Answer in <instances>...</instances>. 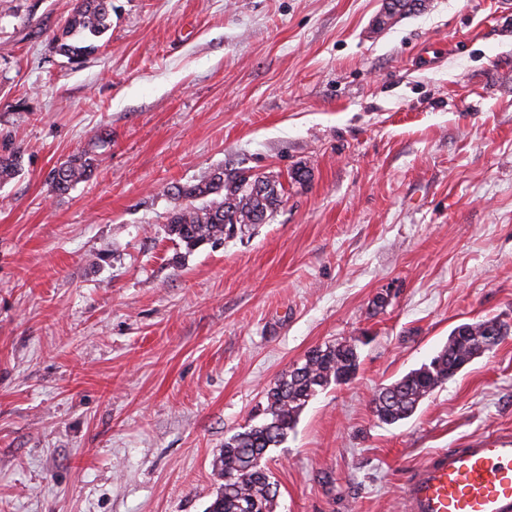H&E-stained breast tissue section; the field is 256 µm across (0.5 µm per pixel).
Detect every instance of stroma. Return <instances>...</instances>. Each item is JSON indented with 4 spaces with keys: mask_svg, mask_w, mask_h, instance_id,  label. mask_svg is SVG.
I'll return each mask as SVG.
<instances>
[{
    "mask_svg": "<svg viewBox=\"0 0 512 512\" xmlns=\"http://www.w3.org/2000/svg\"><path fill=\"white\" fill-rule=\"evenodd\" d=\"M72 0H0V512H206L214 457L309 350L359 370L264 463L277 512H404L440 448L512 435V335L406 420L377 391L459 324L512 326V7L112 0L82 63ZM93 177L47 178L101 129ZM279 177L266 223L182 254L171 184ZM303 178H296V171ZM24 154L10 143L3 142L0 150V182L15 176L23 167Z\"/></svg>",
    "mask_w": 512,
    "mask_h": 512,
    "instance_id": "35a3bbf8",
    "label": "stroma"
}]
</instances>
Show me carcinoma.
Returning a JSON list of instances; mask_svg holds the SVG:
<instances>
[{
    "instance_id": "cac0c4a2",
    "label": "carcinoma",
    "mask_w": 512,
    "mask_h": 512,
    "mask_svg": "<svg viewBox=\"0 0 512 512\" xmlns=\"http://www.w3.org/2000/svg\"><path fill=\"white\" fill-rule=\"evenodd\" d=\"M416 2L387 0L384 23L414 12ZM111 12L112 0H76L57 38L59 52L79 61L95 51V42L109 27ZM99 157L94 148L72 154L50 171V191L61 196L90 178ZM23 160L19 148L7 142L1 144L0 182L21 171ZM240 180V172L226 173L218 168L195 183L169 187L167 193L180 201L167 218L166 233L170 239L190 253L205 244H221L245 226L265 223L282 202V183L266 176L264 189L256 191L251 186H242ZM487 324L496 325L502 339L512 333V328L494 318L467 323L464 333L455 328L448 344L430 363L408 372L376 394V417L388 425L409 418L424 398L482 354L483 326ZM358 369L355 346L339 341L310 350L302 364L281 375L266 392L260 422L224 440V448L214 457L213 468L218 475L233 474L238 481L233 488L222 484L207 512H276L279 490L260 460L268 449L287 439L310 399L333 384L352 382Z\"/></svg>"
}]
</instances>
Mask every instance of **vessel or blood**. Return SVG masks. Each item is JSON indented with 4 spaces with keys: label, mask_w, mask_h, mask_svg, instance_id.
<instances>
[{
    "label": "vessel or blood",
    "mask_w": 512,
    "mask_h": 512,
    "mask_svg": "<svg viewBox=\"0 0 512 512\" xmlns=\"http://www.w3.org/2000/svg\"><path fill=\"white\" fill-rule=\"evenodd\" d=\"M405 512H512V439L441 449L401 487Z\"/></svg>",
    "instance_id": "1"
}]
</instances>
